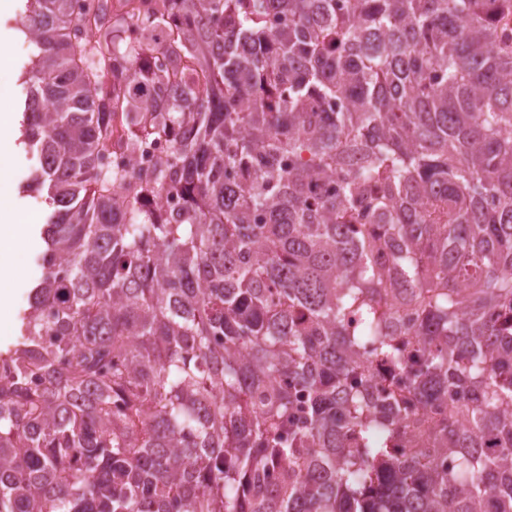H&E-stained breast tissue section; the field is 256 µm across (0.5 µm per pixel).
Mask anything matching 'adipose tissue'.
<instances>
[{
	"label": "adipose tissue",
	"instance_id": "obj_1",
	"mask_svg": "<svg viewBox=\"0 0 512 512\" xmlns=\"http://www.w3.org/2000/svg\"><path fill=\"white\" fill-rule=\"evenodd\" d=\"M13 124L9 110L0 111V311H6L10 303L9 282L18 276L24 266V226L34 223L31 215L14 214L7 206L10 197L8 158L14 151V143L5 139Z\"/></svg>",
	"mask_w": 512,
	"mask_h": 512
}]
</instances>
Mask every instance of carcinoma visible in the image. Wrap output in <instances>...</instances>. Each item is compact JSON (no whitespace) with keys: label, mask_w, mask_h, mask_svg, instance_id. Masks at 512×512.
Here are the masks:
<instances>
[{"label":"carcinoma","mask_w":512,"mask_h":512,"mask_svg":"<svg viewBox=\"0 0 512 512\" xmlns=\"http://www.w3.org/2000/svg\"><path fill=\"white\" fill-rule=\"evenodd\" d=\"M115 2L21 20L0 512H512V0ZM14 9L8 15L0 16V55L6 58L7 68L2 71V78L8 80V86H14V95L9 96L10 109H0V311L6 324L0 327V348L14 342L19 331L18 315L24 306L32 281L39 275L37 257L43 251V242L39 235L41 224L53 210L46 200V191L41 195L24 192L23 185L30 171L37 164L36 156L27 148L19 145L20 124L23 119L26 86L22 84L21 74L28 62V50L21 34L15 29L20 20V14L25 9V0H14ZM13 124V126H12ZM11 129L14 139L8 140L6 133ZM15 144V146H14ZM15 148V151H14ZM14 151V153H13ZM13 153V154H12ZM10 161V176L14 186L11 205L17 210L33 214L15 215L7 206L10 197L8 158ZM31 226L25 254V268L21 276L16 278L11 286L12 300L10 302L9 282L18 276L24 266V233L23 228ZM10 304V305H9ZM9 305V311L7 306ZM169 151V145L165 141H152L143 144L134 163L135 172L145 173L153 164Z\"/></svg>","instance_id":"cac0c4a2"}]
</instances>
